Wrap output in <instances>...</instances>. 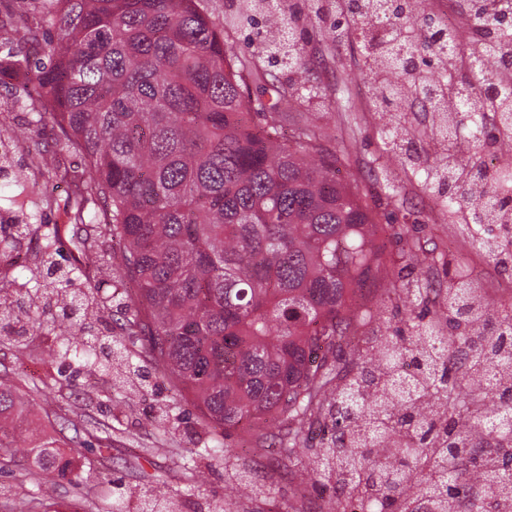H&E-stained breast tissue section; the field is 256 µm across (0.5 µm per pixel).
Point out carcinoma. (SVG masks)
Masks as SVG:
<instances>
[{"mask_svg":"<svg viewBox=\"0 0 512 512\" xmlns=\"http://www.w3.org/2000/svg\"><path fill=\"white\" fill-rule=\"evenodd\" d=\"M353 25L330 37H359L369 95L388 114V149L414 167L425 135L441 151L426 168L428 186L462 225L464 239L512 275V192L456 139L470 117L472 136L512 144V100L498 96L496 69L512 64L506 15L470 0L480 39L471 68L480 90L433 82L417 70V45L402 37L412 0H345ZM239 21L257 31V50L224 45V27L198 0H42L22 39L44 43L18 67L33 122L50 117L61 135L50 158L71 185L66 237L77 253L61 270L51 245L30 270L29 288L0 294V329L30 308L28 323H49L59 353L81 366L105 367L114 340L103 341L89 290L115 273L131 293L109 311L116 334L141 343L180 399L214 432L273 418L286 429L280 451L313 447L316 470L342 495L341 512H512V318L497 316L474 283L456 276L429 299L427 319L411 323L416 342L381 333L352 349V367L336 352L355 335L348 317L355 290L374 268L389 266L376 245L380 225L350 187L336 179L341 157L321 128L298 120L292 139L280 128L299 90L313 91L291 13L281 0H238ZM426 40L435 57L451 34L435 21ZM288 69L281 83L257 59ZM449 114L423 134L413 112ZM81 156L77 173L61 157ZM15 243L38 233L35 216L13 217ZM105 242L119 246L112 266ZM421 295L396 278L387 299ZM34 448L60 440L33 433L17 387L0 382V455L16 438ZM41 496L81 475L54 456L43 462ZM474 472L478 484L466 476ZM138 512H177L162 490Z\"/></svg>","mask_w":512,"mask_h":512,"instance_id":"1","label":"carcinoma"}]
</instances>
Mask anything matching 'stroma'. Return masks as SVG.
Masks as SVG:
<instances>
[{
	"instance_id": "obj_1",
	"label": "stroma",
	"mask_w": 512,
	"mask_h": 512,
	"mask_svg": "<svg viewBox=\"0 0 512 512\" xmlns=\"http://www.w3.org/2000/svg\"><path fill=\"white\" fill-rule=\"evenodd\" d=\"M38 8L37 0H0V138L15 139L28 160L50 151L60 135L49 121L29 127L28 114L14 102L20 80L8 49L17 44L28 15ZM300 25L315 92L297 99L292 112L326 129L328 148L343 156L337 177L360 194L382 224L381 238L390 258H397L403 239H418L429 257L405 267L406 279L440 288L444 273L459 272L512 312V277L501 275L491 258L463 240L440 199L424 189L423 172L401 167L388 153L381 116L367 91L358 40L332 42L312 16L302 17ZM43 244V238L33 237L16 250H0V288L27 279ZM384 287V281L373 278L369 294L354 301L359 335L379 334L384 320L397 326L412 313L409 305L387 308ZM53 347L54 333L46 325L18 342L0 333V379L30 388L35 427L68 438L80 433L91 470L81 491L63 482L51 498H40L41 458L28 440H21L12 458L0 459V512H15L21 500L30 501L31 512H120L112 491L116 479L126 497L135 501L154 487L166 486L178 512H223L228 504L235 512H311L315 503L322 512L335 507L333 486L324 476L312 475L303 486L294 479L295 471L310 468V452L288 459L275 448L253 451L246 431L215 434L159 374L146 385H133L130 403H122L110 371L77 374L75 364L54 354ZM44 381L51 388L43 392L39 386ZM219 442L253 467L263 493L243 496L232 489L223 460L207 453ZM189 458L196 461V470L184 469Z\"/></svg>"
}]
</instances>
